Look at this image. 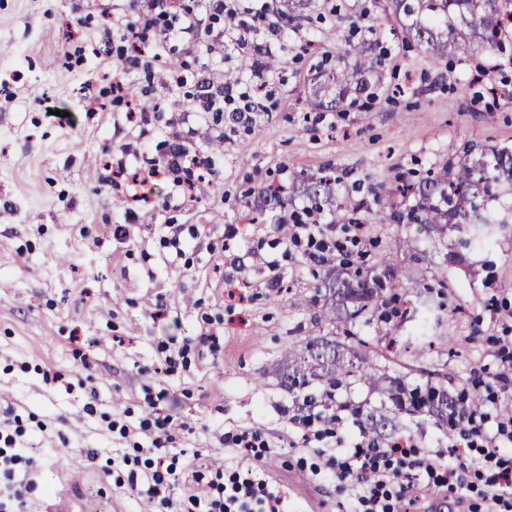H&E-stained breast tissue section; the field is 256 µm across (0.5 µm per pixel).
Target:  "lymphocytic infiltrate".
<instances>
[{"mask_svg": "<svg viewBox=\"0 0 512 512\" xmlns=\"http://www.w3.org/2000/svg\"><path fill=\"white\" fill-rule=\"evenodd\" d=\"M172 6L173 0H149L150 17L145 23L120 22L124 41L133 46L131 54L122 58L124 67L140 64L145 55L146 37H153L159 45L170 41L171 30L165 18ZM251 32V26L244 23L222 29L217 37L231 52L253 51L255 60L249 81L254 84L264 80L268 72L266 57L272 55L274 48L286 44L289 33L287 28L270 23V43L256 45L250 39ZM238 86L235 80L221 87L205 84L199 96L203 111L217 110L221 100H232L236 103L231 113L234 122L252 123L259 104L248 93L239 91ZM203 164L202 158L190 154L177 140L169 144L161 157L143 154L131 181L132 201H139L141 188L158 179H170L175 188H182L193 169ZM449 417L465 428V446L475 454L471 466L444 468L440 463L441 452L421 451L410 440L397 446L372 440L357 443L344 455L329 457L328 468L339 480L362 486L361 512H396L398 503L405 500L417 478L433 485H447L450 491L458 492L470 489L473 479L480 476L485 479L482 496L487 505L492 506L494 512H512V414L494 415L477 408L465 411L454 405ZM140 427L151 437L150 459L141 480L148 497L158 500L161 507L172 505L167 489L188 478L199 484L200 489L189 496L187 512H286L280 493L270 490L267 482L255 475L228 476L220 468L205 474L198 462L190 461L182 466L177 460L162 457L161 449L176 440L169 417L143 421ZM34 464L19 440L18 431L0 424V512H25L26 496L35 488L29 478Z\"/></svg>", "mask_w": 512, "mask_h": 512, "instance_id": "lymphocytic-infiltrate-1", "label": "lymphocytic infiltrate"}]
</instances>
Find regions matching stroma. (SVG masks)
Here are the masks:
<instances>
[{"label": "stroma", "instance_id": "1", "mask_svg": "<svg viewBox=\"0 0 512 512\" xmlns=\"http://www.w3.org/2000/svg\"><path fill=\"white\" fill-rule=\"evenodd\" d=\"M242 3L297 30L270 58L249 125L194 114L199 82L241 69L216 43L225 22L207 18L205 0H180L201 27L184 33L169 18L162 63L126 71V100L112 92L120 35L105 21L129 15V0H0V420L19 416L37 459L28 512L72 484L93 512H159L121 461L148 447L139 423L155 413L176 429L168 455L243 474L255 465L225 436L255 431L268 446L257 466L287 491L289 512H357L358 488H339L325 461L358 442V423L346 416L338 439L303 433L278 374L288 347L312 337L389 333L378 320L314 323L306 300L343 278V257L367 279L404 275L405 300L447 275L432 348L375 357L386 380L422 384L437 371L453 396L493 377L512 344V184H498L488 208L501 223L480 247L468 224H382L356 243L336 219L341 207L373 223L400 181L422 183L466 151L512 149V69L494 75L499 99L477 97L471 70L484 52L467 64L428 55L386 0ZM374 58L378 79L332 106L337 79L356 82L357 64ZM131 100L157 109L127 122ZM178 132L208 160L192 194L173 197L158 180L149 204L129 203L112 170H134ZM270 184L281 202H253ZM306 207L344 254L316 264L307 240L282 244L278 216ZM205 334L218 343H200Z\"/></svg>", "mask_w": 512, "mask_h": 512}]
</instances>
